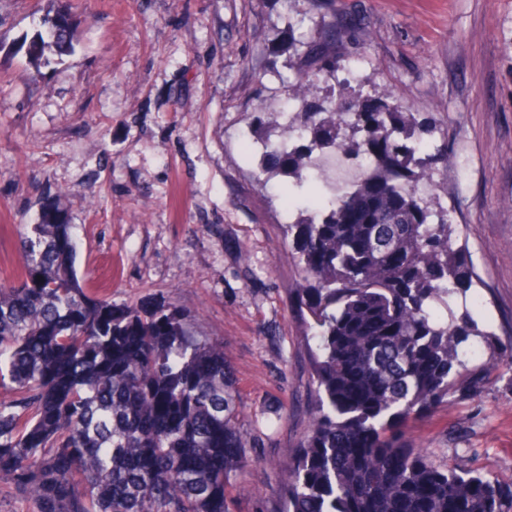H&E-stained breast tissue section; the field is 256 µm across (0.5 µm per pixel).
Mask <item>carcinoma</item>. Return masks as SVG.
I'll use <instances>...</instances> for the list:
<instances>
[{"label":"carcinoma","instance_id":"carcinoma-1","mask_svg":"<svg viewBox=\"0 0 512 512\" xmlns=\"http://www.w3.org/2000/svg\"><path fill=\"white\" fill-rule=\"evenodd\" d=\"M288 20L275 102L322 101L267 139L254 173L315 215L287 225L300 282L312 390L308 427L288 455L282 512H512V485L438 460L405 438L412 418L477 396L509 376L512 329L479 327V280L448 206L415 186L448 168V143L419 152V113L395 92L352 89L340 73L366 57L370 32L321 15L327 0H279ZM28 47L38 65L70 41L69 18L44 21ZM341 148L372 166L328 203L311 157ZM282 175L292 179L276 186ZM22 267L0 281V512H229L248 464L241 400L224 346L193 315L158 301L117 307L75 268L72 225L52 205L20 233Z\"/></svg>","mask_w":512,"mask_h":512}]
</instances>
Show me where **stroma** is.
Wrapping results in <instances>:
<instances>
[{"mask_svg":"<svg viewBox=\"0 0 512 512\" xmlns=\"http://www.w3.org/2000/svg\"><path fill=\"white\" fill-rule=\"evenodd\" d=\"M370 28L367 93L414 105L447 142L444 184L482 280L485 316L512 323V0H336ZM72 21V49L36 67L41 19ZM279 0H0V278L44 204L77 239L79 277L116 306L157 299L224 343L243 401L248 466L231 512H280L279 465L307 431V353L288 306L299 275L283 204L253 179L240 132L280 83ZM447 118L448 132L434 128ZM407 436L512 484V387L454 398Z\"/></svg>","mask_w":512,"mask_h":512,"instance_id":"1","label":"stroma"}]
</instances>
